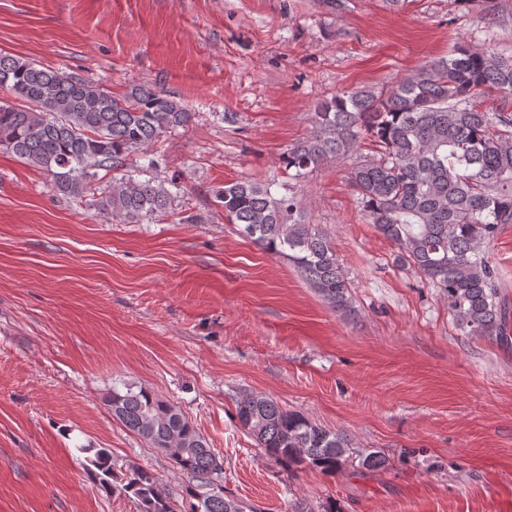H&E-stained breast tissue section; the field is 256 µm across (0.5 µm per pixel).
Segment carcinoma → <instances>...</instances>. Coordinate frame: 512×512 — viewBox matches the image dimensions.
<instances>
[{
	"label": "carcinoma",
	"instance_id": "cac0c4a2",
	"mask_svg": "<svg viewBox=\"0 0 512 512\" xmlns=\"http://www.w3.org/2000/svg\"><path fill=\"white\" fill-rule=\"evenodd\" d=\"M0 87L21 100L0 104V147L46 172L58 192H91L103 170L112 175V190L97 200L98 210L138 223L171 206L176 194L151 177L140 179L129 159L187 127L186 107L145 84L115 95L67 71L2 53ZM364 139L374 154L351 168L349 181L367 220L397 246L399 261L443 292L464 332L506 338L512 311L500 297L488 247L501 225L512 224V56L461 44L387 92L356 88L326 99L317 106L313 134L288 150L284 162L303 178L347 158ZM215 198L241 234L287 258L333 308L348 310L350 282L336 252L318 227L304 223L293 199L276 198L247 179L224 185ZM107 403L114 420L192 481L177 506L151 472H133L124 491L140 512H257L224 495L221 463L174 404L128 383L112 387ZM236 418L282 465L330 473L390 465L383 452L356 448L347 435L262 395L237 401ZM83 452L93 453L89 463L100 483H109L111 453Z\"/></svg>",
	"mask_w": 512,
	"mask_h": 512
}]
</instances>
